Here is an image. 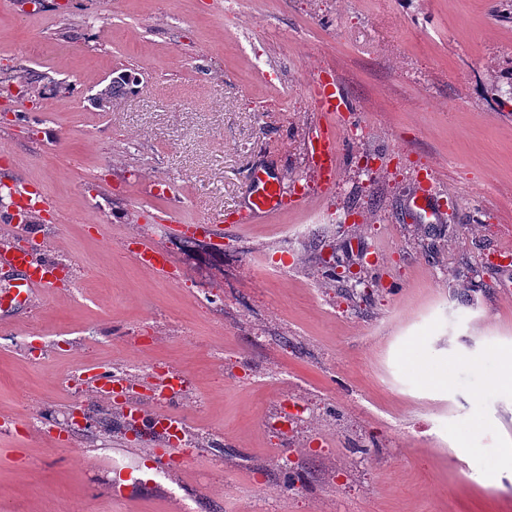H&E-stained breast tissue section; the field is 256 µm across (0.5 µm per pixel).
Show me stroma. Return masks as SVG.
<instances>
[{
  "label": "stroma",
  "mask_w": 512,
  "mask_h": 512,
  "mask_svg": "<svg viewBox=\"0 0 512 512\" xmlns=\"http://www.w3.org/2000/svg\"><path fill=\"white\" fill-rule=\"evenodd\" d=\"M492 65L512 70V0H0V170L55 201L49 244L75 280L0 327V413L91 412L79 440L0 435V512H512V389L493 381L512 356V264L496 259L512 250V112ZM315 73L362 116L331 118L325 192L306 155ZM256 167L309 189L305 206L237 226ZM421 186L439 223L410 206ZM170 209L211 240L224 225L231 249L180 257L177 285L116 256L180 239L158 221ZM93 367L185 415L193 459L154 453L108 399L60 392ZM171 368L189 386L167 407L151 389ZM285 396L316 407L288 437L270 427ZM128 448L143 485L120 499Z\"/></svg>",
  "instance_id": "stroma-1"
}]
</instances>
